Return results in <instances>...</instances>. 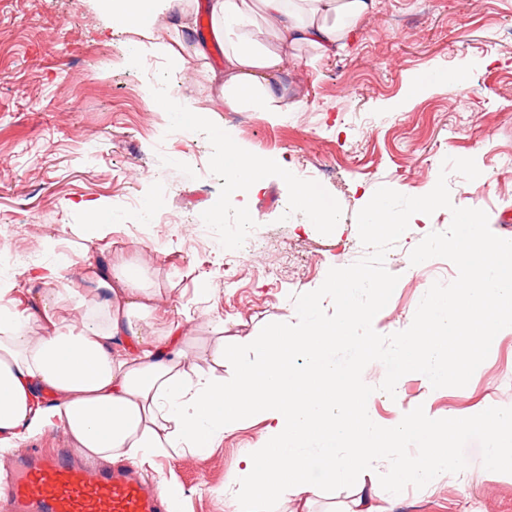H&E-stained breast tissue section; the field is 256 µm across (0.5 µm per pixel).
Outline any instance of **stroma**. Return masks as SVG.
Returning a JSON list of instances; mask_svg holds the SVG:
<instances>
[{
  "label": "stroma",
  "instance_id": "stroma-1",
  "mask_svg": "<svg viewBox=\"0 0 512 512\" xmlns=\"http://www.w3.org/2000/svg\"><path fill=\"white\" fill-rule=\"evenodd\" d=\"M124 39L94 0H0V239L28 261L49 260L47 239L76 243L85 221L77 202L103 204L116 220L89 243L92 263L147 254L162 308L181 319L195 307L196 288L213 289L215 308L193 328L204 336L225 322L249 352L254 336L283 321L297 324L289 297L366 255L356 215L379 187L428 193L445 157L474 159L480 170L472 181L449 173L453 205L486 211L491 231L512 238V0H379L345 52L319 59L311 47L296 48L298 63L285 77L296 89L294 111L277 118L215 112L210 125L186 137L170 129L144 88L165 84L182 102L207 107L213 89L200 63L172 69L150 49L134 64ZM463 62L468 73L455 90L408 98L414 77ZM64 86L70 95L63 101ZM215 126L234 128L268 161L259 192L228 196ZM297 181L335 206L334 224H309L294 201ZM133 199L169 214L170 223H145ZM217 206L220 224L209 220ZM451 220L446 209L410 220L388 251L385 266L399 281L373 320L376 332L409 327L430 286L456 278V266L443 258L409 267L413 246ZM384 377L378 362L363 371L376 388L371 415L381 426L400 407L459 419L512 409V328L499 332L465 387L435 389L409 373L391 397L378 389ZM261 433V423L246 422L210 456L160 457L146 474L156 483L176 479L186 491L184 512H232L224 483ZM457 446L465 471L398 495L389 462H375L378 505L386 512H512V468L483 466L477 433L460 436Z\"/></svg>",
  "mask_w": 512,
  "mask_h": 512
}]
</instances>
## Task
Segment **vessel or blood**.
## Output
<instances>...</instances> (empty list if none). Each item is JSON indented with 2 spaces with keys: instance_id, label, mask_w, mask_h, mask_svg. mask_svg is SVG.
<instances>
[{
  "instance_id": "vessel-or-blood-1",
  "label": "vessel or blood",
  "mask_w": 512,
  "mask_h": 512,
  "mask_svg": "<svg viewBox=\"0 0 512 512\" xmlns=\"http://www.w3.org/2000/svg\"><path fill=\"white\" fill-rule=\"evenodd\" d=\"M5 483L9 512H173L133 469L101 466L72 447L18 454Z\"/></svg>"
}]
</instances>
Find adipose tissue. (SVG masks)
<instances>
[{
	"mask_svg": "<svg viewBox=\"0 0 512 512\" xmlns=\"http://www.w3.org/2000/svg\"><path fill=\"white\" fill-rule=\"evenodd\" d=\"M113 28L128 33L129 59L145 45L176 69L203 61L221 49V69L206 68L216 89L208 108L196 110L198 124L213 112L293 111L282 76L298 44L318 57L346 49L378 0H259L266 18L257 27L248 0H208V37L192 44L166 43L156 22L172 16L179 31H195L189 0H96ZM227 164L226 187L237 194L260 190L268 164L250 153L234 130L221 126ZM49 261L26 266L28 281L42 291L28 307L13 299L15 285L0 280V463L15 448L57 428L86 456L125 458L152 465L181 449L211 453L227 432L246 420L264 424L261 437L242 451L225 485L234 512H259L291 501L294 512H313L324 487L349 485L348 512H377L365 493L374 461L387 458L395 490L426 483L448 469L464 470L455 441L471 430L483 436L486 465L512 464V412L448 425L426 412L398 411L387 426L370 416L368 385L354 374L365 359L367 327L383 306L387 283L359 271L330 277L327 287L340 306L324 319L314 296L295 307L299 327L269 328L255 345L262 356L244 358L234 337L216 324L199 336L180 320L157 314L161 291L144 263L113 261L94 268L102 301L89 305L64 287L77 266L74 254L48 241ZM83 308L80 320L68 309ZM348 345L350 359L336 356ZM230 367L232 379L217 375ZM417 441L416 454L405 451Z\"/></svg>",
	"mask_w": 512,
	"mask_h": 512,
	"instance_id": "1",
	"label": "adipose tissue"
}]
</instances>
